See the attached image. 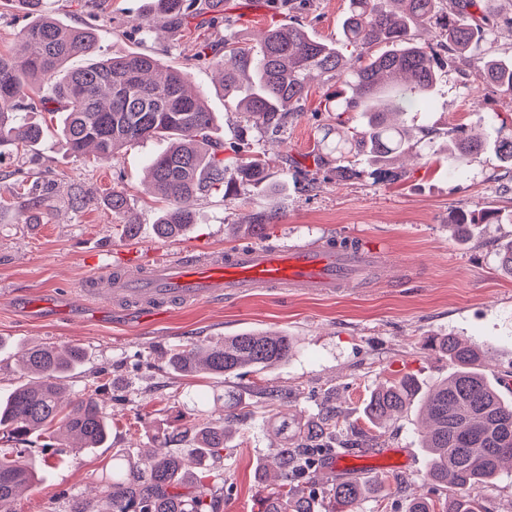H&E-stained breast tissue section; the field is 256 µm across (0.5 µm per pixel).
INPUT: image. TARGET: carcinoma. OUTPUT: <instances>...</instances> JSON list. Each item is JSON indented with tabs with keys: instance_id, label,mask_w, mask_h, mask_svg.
Returning <instances> with one entry per match:
<instances>
[{
	"instance_id": "carcinoma-1",
	"label": "carcinoma",
	"mask_w": 512,
	"mask_h": 512,
	"mask_svg": "<svg viewBox=\"0 0 512 512\" xmlns=\"http://www.w3.org/2000/svg\"><path fill=\"white\" fill-rule=\"evenodd\" d=\"M31 22L16 38L23 53L0 51V157L41 142L44 128L25 122L21 112L35 110L60 115L59 134L67 150L81 156L86 150L96 159L110 161L123 149L144 140L160 139L168 147L148 168L152 192L165 203L155 233L175 238L196 223L186 203L193 197L223 190L237 193V184L268 185L266 161L247 144L230 147L213 140L215 115L203 96L190 87L189 74L165 69L147 53L130 52L90 60L79 69L66 64L75 56L96 53V30L65 24L49 15L45 0H9ZM149 0L137 30H149L158 16L176 29L196 21L202 27L224 18V0ZM440 0H346L342 39L323 41L292 23L266 30L259 46L242 40L224 41V53L207 45L193 48L191 60L216 68L224 96L249 120L272 135L280 133L288 116L301 112L312 75L333 80L338 90L326 99L324 111L333 113L336 128L324 129L322 144L336 153V174L351 178L356 171L345 165L352 153L365 152L378 162L417 147L407 129L389 116L422 108L437 82V67L444 62L428 33L446 49L477 62L478 79L512 94V58L492 51L494 22L481 13L478 0H451L450 12L441 13ZM51 93L41 95L48 79ZM354 112L358 122L346 125L342 115ZM336 139H330L331 133ZM448 131V145L459 166L473 161L483 147L479 140ZM112 214L127 209L124 191L107 196ZM497 208L477 218L458 214L454 226L502 224ZM433 344L448 354L455 370L432 388L421 390L411 376L376 389L365 413L382 425L419 403L426 432L423 448L429 457L427 477L449 487L453 494L441 512H482L478 490L492 480L504 463L512 461V403L504 400L487 376L476 368L478 347L455 336H436ZM293 340L282 333L247 331L224 338L220 344H193L173 349L168 364L184 377L237 375L244 369L263 371L288 361ZM73 347H29L21 358L27 381L0 396V433L11 448L0 450V512H6L17 491L38 480L51 467L45 455H34L29 436L36 431L48 438L65 433L82 448H98L110 423L97 400L79 395L64 401L66 380L83 360ZM224 401V420L195 431L196 448L190 460L159 451L132 461L112 455L107 484L110 512H213L211 482L219 479L214 463L224 458L227 426L239 419L242 395L231 387L213 393ZM277 443L272 460L280 483L258 500L259 512H320L315 495L296 490L295 482L325 469L340 454L332 438L338 430L336 413L301 421L279 416L272 423ZM300 434L315 442L290 448ZM387 479L338 477L326 487L328 512H358L371 493H380Z\"/></svg>"
}]
</instances>
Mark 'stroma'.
<instances>
[{"label": "stroma", "mask_w": 512, "mask_h": 512, "mask_svg": "<svg viewBox=\"0 0 512 512\" xmlns=\"http://www.w3.org/2000/svg\"><path fill=\"white\" fill-rule=\"evenodd\" d=\"M345 8V0H288L282 9L266 0H227L225 20L146 34L132 28L145 0H106L100 10L87 0H46L47 11L61 21L100 30V55L146 52L164 67L189 71L192 88L217 117V138L230 146L242 136L264 150L271 179L281 189L271 194L244 184L235 200L220 192L199 198L190 232L162 240L155 234L161 204L143 187L162 141L141 142L101 162L73 157L52 134L23 156L0 160V393L21 382L25 347L76 346L85 361L69 377V387L93 395L112 421L106 444L63 448L60 463L16 496L11 512H74L86 499L101 512L113 452L138 460L162 444L186 453L191 438L167 444L164 435L223 418L212 392L227 384L244 392L245 406L218 466L224 475L213 488L219 512H257L256 472L275 445L269 425L274 414L287 411L305 421L328 407L346 438L363 450L409 452L401 465L367 460L366 475L384 473L395 482L384 498L365 499L360 512H405L415 496L448 498L449 489L425 478L429 461L416 408L379 428L362 409L379 385L411 376L428 389L447 377L451 361L428 345L430 337L447 335L482 348L483 372L512 401V275L497 265L502 244L512 240V223L473 224L462 238L448 228L462 211L512 212V165L489 148L501 128H512V95L481 83L475 63L456 61L440 71L427 108L401 117L416 130V153L389 162L390 177L383 181L376 179L372 161L353 157L356 175L344 181L319 143L320 127L329 121L320 104L333 84L312 79L302 114L275 141L224 96L212 67L190 59L197 42L219 46L236 37L254 45L261 32L291 20L317 39H336ZM453 127L488 144L462 171L447 152ZM18 169L37 182L38 205L17 198ZM300 169L313 173V182L297 177ZM115 187L127 193L125 218L139 227L135 240L121 239L120 219L105 203ZM76 191L89 194L91 205L73 208ZM260 213L275 217L266 243L357 238L381 243L392 261L370 280L347 284L332 296L268 289L221 304L201 301L151 321L107 298L80 294L85 278L104 265L148 264L187 250L202 254L245 245L251 236L242 226ZM251 330L292 336L296 350L274 369L227 381L190 379L168 366L176 347Z\"/></svg>", "instance_id": "1"}]
</instances>
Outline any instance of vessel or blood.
Instances as JSON below:
<instances>
[{
  "label": "vessel or blood",
  "mask_w": 512,
  "mask_h": 512,
  "mask_svg": "<svg viewBox=\"0 0 512 512\" xmlns=\"http://www.w3.org/2000/svg\"><path fill=\"white\" fill-rule=\"evenodd\" d=\"M386 252L370 242L337 247L327 238L269 247L259 243L228 251L178 255L130 272L105 269L86 280L85 294L107 292L132 310L167 317L203 299L223 303L245 288H293L309 295L332 293L341 282L373 274Z\"/></svg>",
  "instance_id": "1"
}]
</instances>
